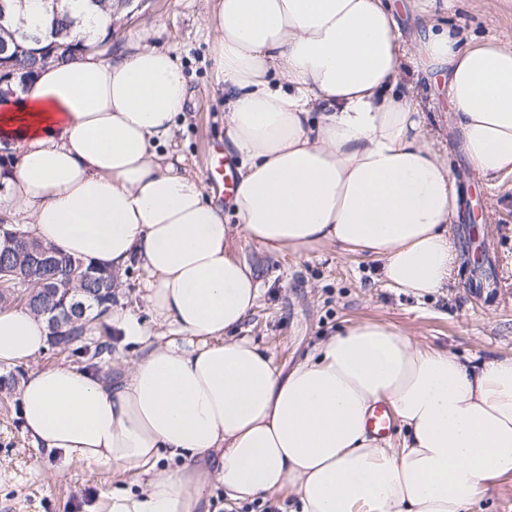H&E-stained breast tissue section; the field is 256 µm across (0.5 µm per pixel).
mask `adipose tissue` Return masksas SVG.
Wrapping results in <instances>:
<instances>
[{
	"label": "adipose tissue",
	"instance_id": "1",
	"mask_svg": "<svg viewBox=\"0 0 512 512\" xmlns=\"http://www.w3.org/2000/svg\"><path fill=\"white\" fill-rule=\"evenodd\" d=\"M448 3L411 0L423 28L410 50L390 0H214L241 163L232 224L165 151L190 97L181 69L154 46L99 47L109 17L76 30L86 51L0 103V209L43 246L119 274L139 266L154 320L179 333L115 382L55 364L21 383L36 445L93 474L146 476L138 491L102 489L97 512H202L216 483L230 506L285 492L291 512H471L512 479V356L463 361L362 321L285 373L224 338L260 294L230 251L239 233L272 253L343 246L415 295L448 286L458 192L398 89L408 54L446 76L471 170H512V45L448 28ZM48 341L45 317L0 310V364L29 363ZM380 401L402 447L367 429ZM163 457L179 467L156 471Z\"/></svg>",
	"mask_w": 512,
	"mask_h": 512
}]
</instances>
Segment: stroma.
I'll return each instance as SVG.
<instances>
[{"instance_id": "stroma-1", "label": "stroma", "mask_w": 512, "mask_h": 512, "mask_svg": "<svg viewBox=\"0 0 512 512\" xmlns=\"http://www.w3.org/2000/svg\"><path fill=\"white\" fill-rule=\"evenodd\" d=\"M211 0H134L115 6L113 47L149 45L169 50L192 92L178 114L172 147L188 173L204 176L216 152L225 151L224 92L216 80V47L202 19ZM448 26L478 41L512 44V0H451ZM403 82L422 111L437 146L446 154L459 194L451 229L457 260L441 292L415 296L388 285L377 261L336 245L300 254H273L246 236L231 245L253 272L258 304L236 339L266 350L282 370L311 355L323 336L354 321L391 325L422 346L442 348L462 359L512 353V173L477 177L452 133L453 112L440 81L408 60ZM144 274L130 267L112 290V306L142 327L151 315L142 297ZM95 341L109 342L111 356L49 344L37 366L59 363L95 367L119 375L156 344L140 342L122 328H96ZM27 366H0V512H94L108 472L92 474L60 453H45L24 434L19 388Z\"/></svg>"}]
</instances>
